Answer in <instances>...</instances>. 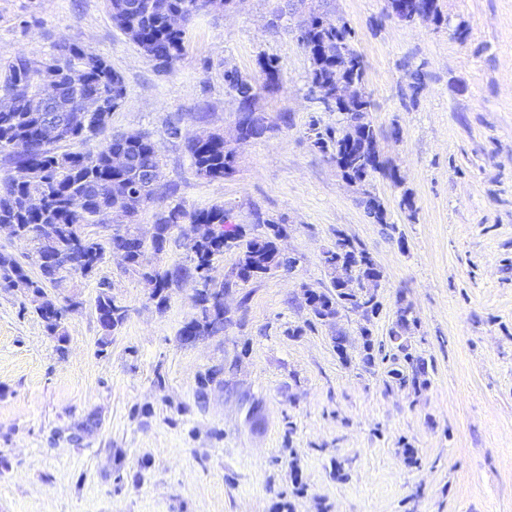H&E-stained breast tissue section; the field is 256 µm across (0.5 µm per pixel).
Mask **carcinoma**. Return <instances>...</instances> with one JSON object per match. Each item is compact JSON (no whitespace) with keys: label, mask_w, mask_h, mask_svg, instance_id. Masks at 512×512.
Here are the masks:
<instances>
[{"label":"carcinoma","mask_w":512,"mask_h":512,"mask_svg":"<svg viewBox=\"0 0 512 512\" xmlns=\"http://www.w3.org/2000/svg\"><path fill=\"white\" fill-rule=\"evenodd\" d=\"M402 2L398 10L400 18L407 22L416 20L438 24L442 21L437 0H386V10H395V2ZM134 0H108L113 23L146 56L161 67H170L185 49L186 29L174 28L168 22L167 13L180 12L192 20L207 10L209 0H161L167 4V12L154 7L156 0H139L142 8H128ZM334 0H318V3L300 26L303 30L304 48L310 59L309 86L319 83L324 74L336 72V55L344 56L341 75L348 80L364 82L366 61L355 49V33L343 20L334 17ZM264 76V87L279 86L281 66L273 57L259 60ZM48 80L62 89L63 96L75 109L81 108L86 96H94L101 103L98 112H91L80 128L66 130L56 136L35 138L42 131L41 106L36 102L38 91ZM228 91L244 104V110L252 111L248 101L257 94L252 79L234 69L224 73ZM0 152L8 154L13 172L0 178V224L15 226L16 239L20 243L33 242L32 254L17 255L0 250V274L9 280L13 288H23L34 305V312L41 319L48 335L56 342V352L63 358L67 352L68 336L64 331L67 317L83 308V302L70 299L67 308H59L47 293L51 279L43 274L33 276L28 263L39 264L47 253L63 254L71 248V239L78 235V226L97 223L104 207L112 208L118 222L132 221L138 208L127 207L108 195L107 183L112 177L110 155L123 152L134 163L123 176L133 185L143 183L160 171V149L147 136L129 141L116 136L109 142L92 146L90 142L97 132L109 123L112 112L126 99V87L122 76L101 56L93 54L75 40H65L54 45L48 58L33 61L16 57L0 68ZM369 95L348 104L333 108L338 118L336 125H321L313 119L309 123L314 146L336 163L342 175L351 180H363L379 172L397 179L396 172L386 166L377 155L362 151V144L376 139V132L362 114L371 112ZM69 142L80 146L78 150H59V144ZM191 163L196 172L211 180H219L235 169L236 151L222 140L193 141L187 143ZM369 217L378 224L388 225L384 204L367 191L362 199ZM230 209L214 204L209 207L188 210L178 204L159 213L156 224L159 236L152 241L153 255L164 252L170 230L182 224H215L221 233L213 238L188 243V263L160 266L148 260L147 248L129 249L120 262L140 275L149 289V297L158 308H165L169 292L185 282L204 276L202 269L213 266L215 257L226 250L238 252V260L232 272L233 278L208 288L195 289V316L180 329L179 340L190 343L194 336H220L232 324L229 311L219 296L226 288H233L260 279L274 267L290 268L296 259L283 257L277 250L274 236L280 225L256 217L267 232L248 235L246 230L232 223ZM84 253L90 255L94 268L104 262L106 247L95 239H84ZM323 262L331 275V287L310 289V319L306 327L337 319L343 310L360 311L365 325L360 327L363 338L360 363L366 370L384 367L386 375L401 386L411 385L419 391L429 383L432 364L423 356L412 352V338L418 330L419 319L411 306L396 300V308L388 336H373L367 323L379 314L381 303L377 294H364L362 289L377 288L383 271L374 256L356 239L336 231L333 245L323 252ZM356 280L359 287L350 282ZM94 310L99 313L98 353L107 352L112 334L120 330L128 319L127 306L112 293V283L101 279L94 300ZM224 366H213L200 377L196 404L206 407V389L213 383H222ZM98 425V416L89 412L69 427L68 440L80 443L84 435Z\"/></svg>","instance_id":"1"}]
</instances>
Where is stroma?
I'll return each mask as SVG.
<instances>
[{"instance_id":"1","label":"stroma","mask_w":512,"mask_h":512,"mask_svg":"<svg viewBox=\"0 0 512 512\" xmlns=\"http://www.w3.org/2000/svg\"><path fill=\"white\" fill-rule=\"evenodd\" d=\"M438 4L436 25L390 17L386 0L335 2L367 62L380 155L398 174L368 180L386 231L313 145L310 119L332 125L336 115L308 100L300 18L280 17L284 0H232L196 16L165 72L113 24L107 0H0V60H38L73 39L123 77L126 101L95 141L148 133L161 181L175 188L140 208L137 232L151 237L167 206L225 204L252 233L259 214L285 225L280 247L297 260L292 272L233 288L232 325L185 345L178 333L196 312L192 284L172 289L160 311L139 274L107 257L96 274L51 288L84 303L64 324L62 359L29 298L0 290V512H278L284 503L292 512H512V0ZM264 56L281 65L279 88L255 104L270 129L240 143L224 72L262 82ZM416 69L418 90L408 76ZM171 123L181 138L168 137ZM209 133L237 152L221 180L197 174L185 148ZM406 194L413 210L400 206ZM339 230L383 271L373 334L386 336L397 297L419 318L412 348L434 366L426 388L392 386L383 369L362 367L358 314L306 328L302 289L329 287L323 253ZM102 278L129 309L103 354L94 313ZM296 327L302 335L290 336ZM340 328L348 364L331 342ZM220 363L231 370L199 409L198 378ZM93 410L101 421L82 444L63 437ZM407 447L419 465L406 464ZM344 459L339 479L332 471Z\"/></svg>"}]
</instances>
